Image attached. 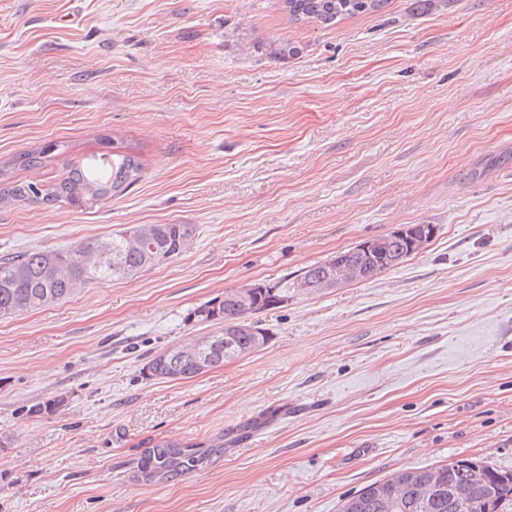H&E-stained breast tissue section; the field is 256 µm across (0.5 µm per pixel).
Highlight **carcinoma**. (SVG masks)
Returning a JSON list of instances; mask_svg holds the SVG:
<instances>
[{"mask_svg":"<svg viewBox=\"0 0 512 512\" xmlns=\"http://www.w3.org/2000/svg\"><path fill=\"white\" fill-rule=\"evenodd\" d=\"M289 17L296 21L315 22L330 27L363 14L382 11L388 0H283ZM55 149L20 154L15 163L22 167L41 166L46 154ZM137 158L130 153H103L67 171L55 191L47 194L36 183L14 182L8 170L0 168V203L18 200L57 201L61 198L83 208H92L100 201L123 193L140 173ZM195 235L192 224H135L111 236L92 242H79L66 249H43L0 255V317L22 314L72 298L79 289L114 279H128L165 264L181 255ZM271 309L268 298L261 299L255 309L243 311L229 300L213 297L195 308L189 319L198 322H229L237 328L233 342L248 348L254 337L242 326L252 316ZM235 358L224 350V333L214 335L208 355V368H217ZM155 380L193 378L200 374L194 345L161 352L149 359ZM224 454V441L185 443L151 440L138 465L144 482L174 481L199 469L214 456ZM488 481L478 489L496 502V512H503L512 503V472L486 465ZM382 486L396 498H404V512H448V491L425 507L414 506V492L404 491L390 479L372 483L358 491L365 506L360 512H390L388 505L375 497V487Z\"/></svg>","mask_w":512,"mask_h":512,"instance_id":"carcinoma-1","label":"carcinoma"}]
</instances>
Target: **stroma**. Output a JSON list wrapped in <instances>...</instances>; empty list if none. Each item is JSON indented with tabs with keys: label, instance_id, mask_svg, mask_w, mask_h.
<instances>
[{
	"label": "stroma",
	"instance_id": "obj_1",
	"mask_svg": "<svg viewBox=\"0 0 512 512\" xmlns=\"http://www.w3.org/2000/svg\"><path fill=\"white\" fill-rule=\"evenodd\" d=\"M286 41L300 54L276 55ZM108 140L138 180L90 209L0 205V253L134 224L195 235L0 318V512H338L404 468L512 471V0H389L327 28L282 0H0V165L51 147L14 173L50 188ZM405 224L437 232L264 312L259 350L141 376L217 331L189 320L200 304ZM219 437L201 469L137 480L147 440Z\"/></svg>",
	"mask_w": 512,
	"mask_h": 512
}]
</instances>
